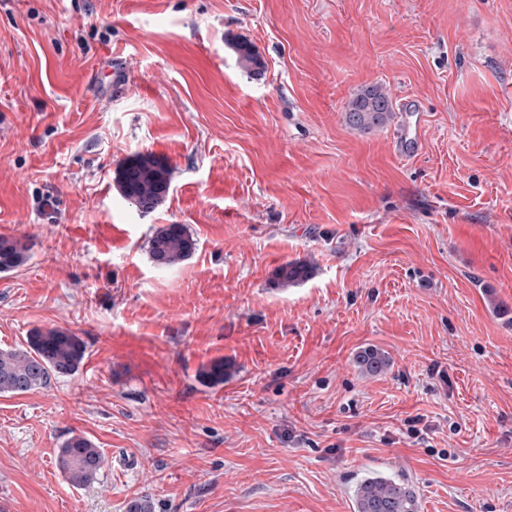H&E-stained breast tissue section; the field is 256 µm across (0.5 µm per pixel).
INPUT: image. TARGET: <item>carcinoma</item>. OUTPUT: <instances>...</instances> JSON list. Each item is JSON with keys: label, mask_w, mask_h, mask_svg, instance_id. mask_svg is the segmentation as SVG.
Listing matches in <instances>:
<instances>
[{"label": "carcinoma", "mask_w": 512, "mask_h": 512, "mask_svg": "<svg viewBox=\"0 0 512 512\" xmlns=\"http://www.w3.org/2000/svg\"><path fill=\"white\" fill-rule=\"evenodd\" d=\"M239 60L256 69L262 62L251 44L236 45ZM392 102L382 87L359 91L345 113L347 125L361 133L387 123L392 116ZM122 195L141 211H151L164 202L170 188L171 173L159 160L142 156L126 160L118 168ZM196 243L181 224H168L156 230L150 240V256L159 267H170L194 251ZM26 244L19 238L0 237V271L22 265ZM310 265L305 260L287 262L275 272V284L285 288L305 281ZM85 353L83 341L59 329H37L27 337L24 349L0 350V394L20 395L47 384L51 377L73 374ZM355 363L360 371L378 376L387 371L390 360L375 347L357 352ZM227 366L217 359L203 371L214 384L224 382ZM58 468L74 486H85L97 479L103 456L86 437L73 435L59 449ZM355 512H420V502L413 484L398 477L368 476L359 480L354 490Z\"/></svg>", "instance_id": "cac0c4a2"}]
</instances>
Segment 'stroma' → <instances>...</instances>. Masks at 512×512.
I'll return each instance as SVG.
<instances>
[{
  "label": "stroma",
  "mask_w": 512,
  "mask_h": 512,
  "mask_svg": "<svg viewBox=\"0 0 512 512\" xmlns=\"http://www.w3.org/2000/svg\"><path fill=\"white\" fill-rule=\"evenodd\" d=\"M369 85L421 108L417 154L346 125ZM137 155L171 173L150 212L116 184ZM167 224L196 247L160 268ZM0 237L28 247L0 349L85 344L0 394V512H354L373 472L512 512V0H0ZM310 272V265L306 260L287 262L276 270L275 284L283 288L299 284L309 277ZM27 345L29 349L0 350V394H24L46 385L52 376L71 375L85 353L78 336L59 329H37ZM355 363L363 374L369 376L383 374L390 366L388 356L375 347H366L358 351ZM57 463L70 484L85 486L97 479L103 456L88 438L72 435L59 449Z\"/></svg>",
  "instance_id": "stroma-1"
}]
</instances>
